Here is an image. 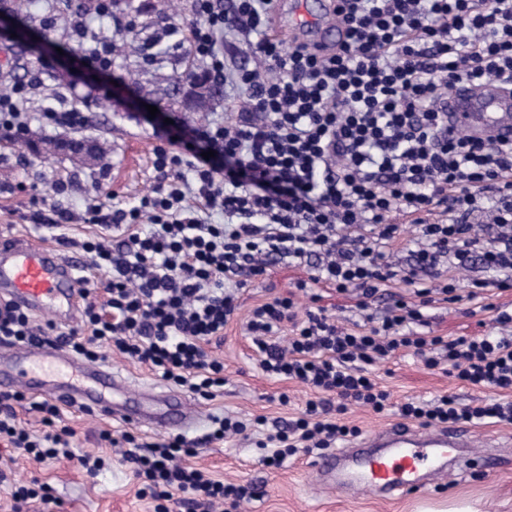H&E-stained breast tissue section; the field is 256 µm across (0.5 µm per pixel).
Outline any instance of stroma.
Wrapping results in <instances>:
<instances>
[{
    "label": "stroma",
    "mask_w": 512,
    "mask_h": 512,
    "mask_svg": "<svg viewBox=\"0 0 512 512\" xmlns=\"http://www.w3.org/2000/svg\"><path fill=\"white\" fill-rule=\"evenodd\" d=\"M154 0H122L119 22H133L134 35L140 41L143 57L115 56L112 77L120 84L115 95L107 97L95 83L73 72L78 54L64 25L47 26V17L62 12L61 0H31L32 26L48 30L55 47L39 49L36 41L12 37L10 30L0 31V49L10 59L0 67V80L22 79L26 69L42 73L43 87L33 99L34 119L26 144H18L0 131V235L26 237L57 249L63 255L84 259L83 241L96 231L94 225L32 222L33 196H45L56 179H64L68 190L60 206L71 213H81L88 199L111 196L116 208L137 205L154 183L151 159L156 146L167 137L169 121L195 127L212 120L236 122L238 116L224 101L206 103L192 112L178 105L166 112L163 122L153 121L146 113V100L137 91V84L148 85L155 98H162L164 77L178 76L185 68V50L173 49V37L151 24ZM87 19L95 32H118L119 22L88 12ZM80 105L88 123L70 129L45 123L44 109L58 111ZM303 270L287 266L274 268L269 275L254 280L240 297V309L225 328L224 339L212 345L215 358L224 364V392L215 400L196 402L199 416L194 428L186 433L196 443L191 465L209 476L234 484H253L258 492L245 503L241 512H443L444 508L464 503L475 512H512V424L489 423L479 426V447L487 456L475 461L463 478L445 484L429 485L402 498L383 501L373 493L343 494L317 491L310 470V457L297 453L286 467L270 470L261 466V451L256 447L253 432L223 441H207L214 415L229 414L244 422L262 416L268 422H287L295 416L311 391L297 383L264 374L246 331L250 310L266 298L288 294ZM429 328L436 335L470 336L483 329L463 305H438L427 312ZM375 375L392 395L393 402L412 398L428 401L449 393L460 402L493 399L491 390L460 383L440 369H427L408 352L377 367ZM288 393V405H280V393ZM64 420L74 429L73 456L69 459L38 461L23 453L0 448V471L7 481L0 482V512H12V481L32 479L48 484L59 505L56 512H154L150 498L140 496L133 477V466L117 449L101 440V431L120 437L127 430L146 439L159 437L151 427H128L116 417H93L78 406L61 403ZM85 454L103 457L104 468L94 476L80 466L78 458Z\"/></svg>",
    "instance_id": "1"
}]
</instances>
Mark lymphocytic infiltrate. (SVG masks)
<instances>
[{"label":"lymphocytic infiltrate","mask_w":512,"mask_h":512,"mask_svg":"<svg viewBox=\"0 0 512 512\" xmlns=\"http://www.w3.org/2000/svg\"><path fill=\"white\" fill-rule=\"evenodd\" d=\"M269 4L235 0L228 15L220 0H192L193 60L245 105L233 124L172 126L153 152L156 183L138 205L87 202L85 223L118 231L122 247L104 233L84 242L108 277L84 289L82 324L61 342L91 360L119 353L211 401L224 389V364L207 346L223 340L240 292L273 265L308 267L296 288L311 308L276 295L246 322L259 368L314 394L258 440L263 467L283 468L300 451L321 456L357 435L343 420L355 405L426 428L512 424V313L497 302L512 292V140L447 137L439 108L449 83L512 80V0H336L344 40L289 50L270 34ZM66 29L84 69L111 72L114 45L89 32L84 11L67 12ZM237 32L248 36L257 68L227 69L224 39ZM41 87L30 69L0 95V130L26 138L28 104ZM218 213L223 223L214 222ZM397 213L417 232L402 267L391 261L402 243ZM318 283L355 292L358 321L339 325L314 293ZM385 295L391 304L374 319L370 309ZM448 303L494 313L504 334L419 332L425 309ZM41 333L27 311L0 301V337L24 344ZM401 351L499 397L393 403L374 370ZM23 398L0 393V447L37 460L69 457L74 431L59 407L39 402L45 430L34 436L12 407ZM121 441L156 512H172L182 494L237 512L254 495L187 465L194 450L182 434L148 442L125 432Z\"/></svg>","instance_id":"1"}]
</instances>
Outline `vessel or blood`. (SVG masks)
I'll return each mask as SVG.
<instances>
[{"label": "vessel or blood", "mask_w": 512, "mask_h": 512, "mask_svg": "<svg viewBox=\"0 0 512 512\" xmlns=\"http://www.w3.org/2000/svg\"><path fill=\"white\" fill-rule=\"evenodd\" d=\"M293 9L305 14V25L326 41L340 37L336 25L306 15L303 0ZM448 133L463 132L483 143L512 139V85L492 82L459 85L444 103ZM79 264L55 249L21 237L0 241V298L34 313L75 320L79 308ZM21 386L50 394L94 415H116L132 425L183 430L197 415L180 394L165 393L140 403L138 390L120 374L92 366L57 344L27 346L0 341V388ZM475 435L467 426L435 430L393 423L371 434L359 447L340 448L313 462L323 488L339 492L377 489L396 498L423 488L429 474H467L471 463L463 449Z\"/></svg>", "instance_id": "obj_1"}]
</instances>
